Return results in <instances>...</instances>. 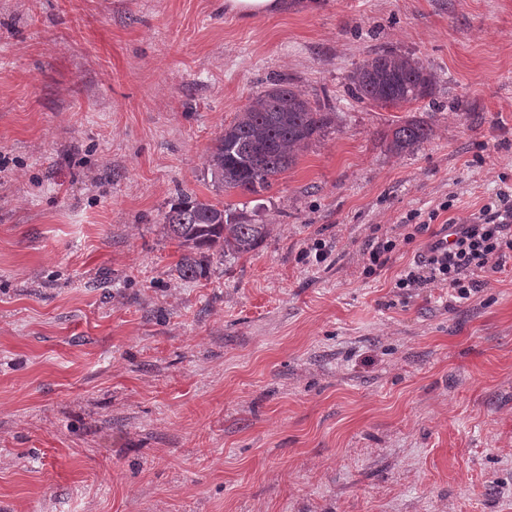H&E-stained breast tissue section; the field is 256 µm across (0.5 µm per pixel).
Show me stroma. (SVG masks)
Segmentation results:
<instances>
[{"label": "stroma", "mask_w": 512, "mask_h": 512, "mask_svg": "<svg viewBox=\"0 0 512 512\" xmlns=\"http://www.w3.org/2000/svg\"><path fill=\"white\" fill-rule=\"evenodd\" d=\"M286 2L0 0V512H512V258L466 300L395 286L512 192V0ZM383 49L432 96L356 100ZM283 80L334 126L271 191H215L216 138ZM411 119L432 139L390 153ZM181 190L274 230L180 277ZM229 7L244 16L274 14L284 9L281 0H228ZM399 238L389 236L387 233L374 236L367 240L363 249V273L367 277L376 276L385 266L388 255L393 253L398 245Z\"/></svg>", "instance_id": "obj_1"}]
</instances>
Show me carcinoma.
Instances as JSON below:
<instances>
[{"mask_svg": "<svg viewBox=\"0 0 512 512\" xmlns=\"http://www.w3.org/2000/svg\"><path fill=\"white\" fill-rule=\"evenodd\" d=\"M349 81L359 101L398 106L430 97L435 75L418 60L381 50L356 66ZM334 123L335 113L312 106L289 84H272L237 112L217 137L207 160L213 186L243 195L270 191L299 153ZM432 135L430 125L409 120L385 135L386 147L401 154ZM162 224L183 249L177 271L185 278L207 274L208 253L238 259L258 249L272 230L270 224L255 223L244 210L221 208L187 192L178 193Z\"/></svg>", "mask_w": 512, "mask_h": 512, "instance_id": "carcinoma-1", "label": "carcinoma"}]
</instances>
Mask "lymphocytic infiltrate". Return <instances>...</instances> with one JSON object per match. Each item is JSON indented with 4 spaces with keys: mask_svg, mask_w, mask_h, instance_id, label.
I'll return each instance as SVG.
<instances>
[{
    "mask_svg": "<svg viewBox=\"0 0 512 512\" xmlns=\"http://www.w3.org/2000/svg\"><path fill=\"white\" fill-rule=\"evenodd\" d=\"M512 251V195L500 194L478 216L448 227L446 236L430 241L424 255L404 270L397 288L442 285L458 298L478 291L476 275L486 268L500 269Z\"/></svg>",
    "mask_w": 512,
    "mask_h": 512,
    "instance_id": "1",
    "label": "lymphocytic infiltrate"
}]
</instances>
